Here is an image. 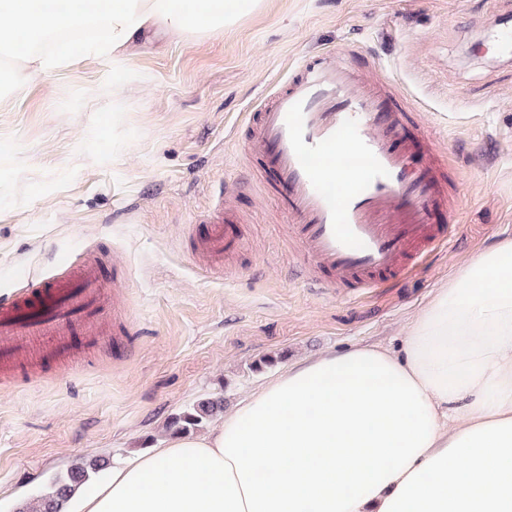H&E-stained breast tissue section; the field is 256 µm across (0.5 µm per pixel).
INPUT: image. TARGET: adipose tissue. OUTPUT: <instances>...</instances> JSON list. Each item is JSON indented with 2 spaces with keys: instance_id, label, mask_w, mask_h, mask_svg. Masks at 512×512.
Listing matches in <instances>:
<instances>
[{
  "instance_id": "adipose-tissue-1",
  "label": "adipose tissue",
  "mask_w": 512,
  "mask_h": 512,
  "mask_svg": "<svg viewBox=\"0 0 512 512\" xmlns=\"http://www.w3.org/2000/svg\"><path fill=\"white\" fill-rule=\"evenodd\" d=\"M256 0H111L82 58L128 59L163 26L218 30ZM82 0L33 11L0 0V42L90 26ZM65 45L0 67V90L70 65ZM73 512H512V242L439 289L400 348L297 359L203 435H175L113 467Z\"/></svg>"
}]
</instances>
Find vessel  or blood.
Returning <instances> with one entry per match:
<instances>
[{"instance_id": "obj_1", "label": "vessel or blood", "mask_w": 512, "mask_h": 512, "mask_svg": "<svg viewBox=\"0 0 512 512\" xmlns=\"http://www.w3.org/2000/svg\"><path fill=\"white\" fill-rule=\"evenodd\" d=\"M482 46L490 55L512 53V31L492 32ZM385 99V88L366 85L346 59L319 56L271 94L250 126L257 166L281 197L310 284L327 294L381 287L450 238V225L430 221L446 161L424 135L426 163L411 168L402 133L413 115ZM237 244L216 202L197 246L218 257ZM102 283L100 265L88 261L0 296V363L21 350L54 358L93 344Z\"/></svg>"}]
</instances>
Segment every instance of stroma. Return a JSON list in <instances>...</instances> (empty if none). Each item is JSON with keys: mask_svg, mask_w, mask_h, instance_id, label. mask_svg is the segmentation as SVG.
I'll use <instances>...</instances> for the list:
<instances>
[{"mask_svg": "<svg viewBox=\"0 0 512 512\" xmlns=\"http://www.w3.org/2000/svg\"><path fill=\"white\" fill-rule=\"evenodd\" d=\"M512 26V0H261L223 30L160 33L123 62L91 58L0 97V295L103 260L97 346L0 376V512L82 457L107 463L161 441L196 399L232 407L274 368L326 348H396L469 259L512 240V56L475 47ZM346 55L414 112L455 175L432 221L449 245L391 287L315 293L288 251L281 201L254 178L249 121L307 57ZM237 224L222 261L194 234L215 198ZM123 322L136 342H117Z\"/></svg>", "mask_w": 512, "mask_h": 512, "instance_id": "stroma-1", "label": "stroma"}]
</instances>
